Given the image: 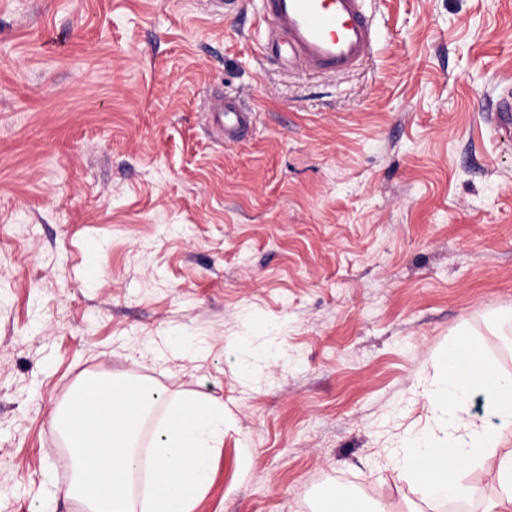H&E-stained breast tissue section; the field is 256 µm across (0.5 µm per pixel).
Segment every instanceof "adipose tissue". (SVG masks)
I'll use <instances>...</instances> for the list:
<instances>
[{
    "label": "adipose tissue",
    "instance_id": "obj_1",
    "mask_svg": "<svg viewBox=\"0 0 512 512\" xmlns=\"http://www.w3.org/2000/svg\"><path fill=\"white\" fill-rule=\"evenodd\" d=\"M442 385L429 399L440 413L439 432L406 438L398 462L435 502L462 498L468 489L460 479L465 468L492 463L502 493L505 512H512V451L496 453V436L484 422L466 418L474 396H482L487 411L502 421H512V376L496 371L484 356L463 355L460 346L449 348L434 365Z\"/></svg>",
    "mask_w": 512,
    "mask_h": 512
}]
</instances>
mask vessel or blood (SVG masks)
Segmentation results:
<instances>
[{
	"mask_svg": "<svg viewBox=\"0 0 512 512\" xmlns=\"http://www.w3.org/2000/svg\"><path fill=\"white\" fill-rule=\"evenodd\" d=\"M269 21L265 51L284 66L336 76L370 59L375 32L365 0H260ZM221 138L238 141L249 132L251 112L236 98L215 97L209 108Z\"/></svg>",
	"mask_w": 512,
	"mask_h": 512,
	"instance_id": "1",
	"label": "vessel or blood"
}]
</instances>
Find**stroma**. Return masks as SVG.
<instances>
[{
    "mask_svg": "<svg viewBox=\"0 0 512 512\" xmlns=\"http://www.w3.org/2000/svg\"><path fill=\"white\" fill-rule=\"evenodd\" d=\"M366 9L367 64L314 79L260 0H0V512H83L50 416L91 375L223 405L191 512H448L390 451L437 430L460 332L512 374V0ZM463 477L493 512L494 470ZM211 124L224 141H238L249 132L251 111L242 107L238 100L230 96H217L210 104Z\"/></svg>",
    "mask_w": 512,
    "mask_h": 512,
    "instance_id": "35a3bbf8",
    "label": "stroma"
}]
</instances>
